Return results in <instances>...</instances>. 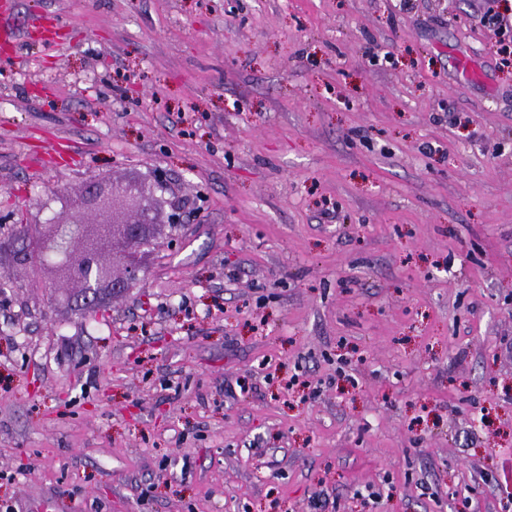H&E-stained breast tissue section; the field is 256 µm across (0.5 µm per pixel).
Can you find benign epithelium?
<instances>
[{
  "label": "benign epithelium",
  "mask_w": 512,
  "mask_h": 512,
  "mask_svg": "<svg viewBox=\"0 0 512 512\" xmlns=\"http://www.w3.org/2000/svg\"><path fill=\"white\" fill-rule=\"evenodd\" d=\"M117 198L131 204L132 215L124 221L110 216ZM187 205L177 194L159 200L156 190L146 189L140 181L113 183L105 195L88 187L65 214L25 225L9 242L0 241V250L11 248L15 263L27 266L31 261L27 242L35 241L43 265L76 284L80 309L94 311L141 279V253L160 234L158 211L168 209L169 223L181 224ZM117 263L122 266L119 279L114 276Z\"/></svg>",
  "instance_id": "7a95c632"
}]
</instances>
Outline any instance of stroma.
Instances as JSON below:
<instances>
[{
    "instance_id": "35a3bbf8",
    "label": "stroma",
    "mask_w": 512,
    "mask_h": 512,
    "mask_svg": "<svg viewBox=\"0 0 512 512\" xmlns=\"http://www.w3.org/2000/svg\"><path fill=\"white\" fill-rule=\"evenodd\" d=\"M482 15L0 0V234L88 183L192 201L96 313L0 252V501L512 512V67Z\"/></svg>"
}]
</instances>
